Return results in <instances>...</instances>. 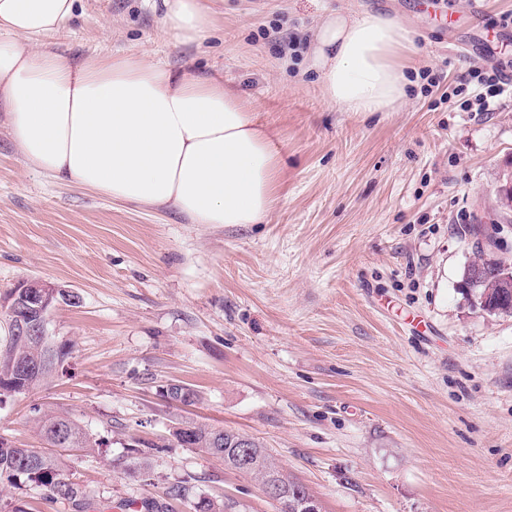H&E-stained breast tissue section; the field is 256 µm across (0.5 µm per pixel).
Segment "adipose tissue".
Segmentation results:
<instances>
[{"instance_id": "ef3b65f1", "label": "adipose tissue", "mask_w": 512, "mask_h": 512, "mask_svg": "<svg viewBox=\"0 0 512 512\" xmlns=\"http://www.w3.org/2000/svg\"><path fill=\"white\" fill-rule=\"evenodd\" d=\"M163 31L194 42L207 0H165ZM76 0H0V113L25 165L117 201L172 208L195 224H258L275 203L279 146L257 108L218 75L138 55L70 58L34 40L61 32ZM408 37L379 13L318 24L310 66L323 98L357 115L408 99Z\"/></svg>"}]
</instances>
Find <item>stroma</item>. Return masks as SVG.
Here are the masks:
<instances>
[{
	"instance_id": "1",
	"label": "stroma",
	"mask_w": 512,
	"mask_h": 512,
	"mask_svg": "<svg viewBox=\"0 0 512 512\" xmlns=\"http://www.w3.org/2000/svg\"><path fill=\"white\" fill-rule=\"evenodd\" d=\"M217 0L215 27L182 44L145 0H77L53 46L71 57L135 54L223 76L281 147L277 202L259 224H193L116 202L27 168L0 125V346L5 299L36 276L78 293L49 314L70 354L43 386L0 402V437L40 447L36 409L64 412L93 438L68 448L74 479L102 512L169 500L189 474L221 512H278L254 476L178 444L189 422L261 442L323 512H512V314L474 307L460 273L472 224L495 217L512 160V96L462 112L468 72L512 69V33L487 58L512 0ZM379 12L407 31L410 82L396 112L355 116L309 70L319 17ZM469 44H439L440 29ZM180 382L197 401L173 405ZM154 447L151 481L116 460Z\"/></svg>"
}]
</instances>
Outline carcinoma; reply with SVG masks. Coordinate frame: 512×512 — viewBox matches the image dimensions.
I'll use <instances>...</instances> for the list:
<instances>
[{
  "instance_id": "obj_1",
  "label": "carcinoma",
  "mask_w": 512,
  "mask_h": 512,
  "mask_svg": "<svg viewBox=\"0 0 512 512\" xmlns=\"http://www.w3.org/2000/svg\"><path fill=\"white\" fill-rule=\"evenodd\" d=\"M504 259L496 252L480 250L478 258L468 263L462 273L461 287L469 286L470 275L482 270L490 274L500 268ZM470 296L473 304L484 310L486 307L494 309L496 314L512 313V286L497 287V284L481 281L471 288ZM66 345H57L52 338H47L39 345L27 337H8L3 354L10 357L8 361H0V397L3 392L9 391L15 395L29 393L41 385L55 371L51 366L41 372H14L11 370V362L20 361L25 364L41 362L46 358L54 360L66 355ZM37 427L41 438L53 448H90L92 438L82 426L70 416L47 412L37 419ZM213 427L185 425L182 433L192 437V445L200 451L224 461V466L237 469L235 456L225 452L223 448H211L208 438ZM255 458L250 474L260 478L261 481L275 480L285 487L284 509L290 508L288 502L293 500L295 492L308 494L307 488L296 479L290 477L271 458L261 444H256ZM152 447L132 446L121 459L120 465L124 473L131 479L138 475L153 476L154 465L151 454ZM194 478L186 475L172 484L169 495L175 500H187L194 496ZM8 484L13 488L23 485L32 486L42 491L44 499L49 502L67 501L72 503L77 512H90L94 508V502L89 493L66 473L63 460L54 454L47 453L37 448H19L0 439V485Z\"/></svg>"
}]
</instances>
